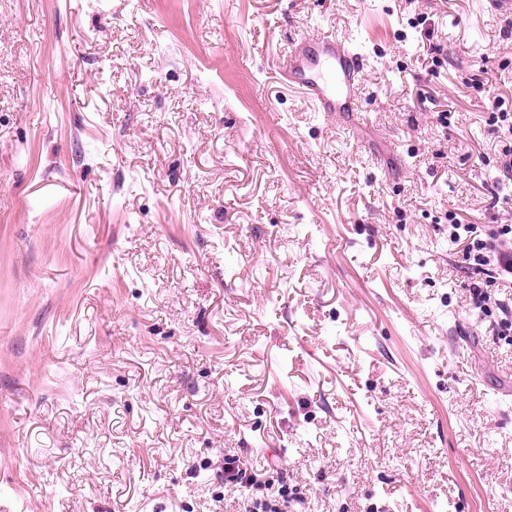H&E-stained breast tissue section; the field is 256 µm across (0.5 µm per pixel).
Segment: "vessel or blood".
<instances>
[{"label":"vessel or blood","mask_w":512,"mask_h":512,"mask_svg":"<svg viewBox=\"0 0 512 512\" xmlns=\"http://www.w3.org/2000/svg\"><path fill=\"white\" fill-rule=\"evenodd\" d=\"M368 62L366 53L335 32L300 33L281 70L315 111L329 115L356 111V88Z\"/></svg>","instance_id":"b4317fda"}]
</instances>
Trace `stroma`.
Segmentation results:
<instances>
[{"label":"stroma","instance_id":"stroma-1","mask_svg":"<svg viewBox=\"0 0 512 512\" xmlns=\"http://www.w3.org/2000/svg\"><path fill=\"white\" fill-rule=\"evenodd\" d=\"M481 0H0V512H512V224ZM371 56L360 121L275 71ZM435 61H427L429 48ZM451 113L441 125L438 113ZM457 212L448 214V240L465 244L463 258L474 274L479 275L491 262L495 266L493 277L502 281L503 288H512V224H465ZM488 227V228H487ZM239 459H226L224 460V481L233 483L240 486H255L258 484L255 478L262 476L265 478L260 482L261 489L265 490L262 498H256L251 501V506L246 507L247 512H280V504L288 502V487L277 486L273 480L271 473H274L275 468L268 464V468L261 474L253 473L248 474V468H242L239 464Z\"/></svg>","mask_w":512,"mask_h":512}]
</instances>
